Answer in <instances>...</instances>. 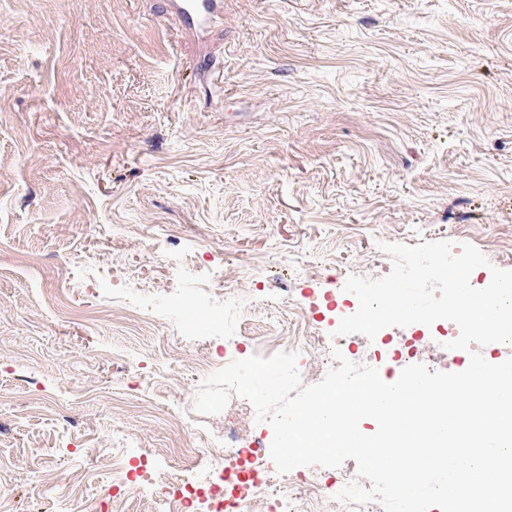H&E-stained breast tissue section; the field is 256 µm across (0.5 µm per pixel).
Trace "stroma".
Listing matches in <instances>:
<instances>
[{"instance_id":"35a3bbf8","label":"stroma","mask_w":512,"mask_h":512,"mask_svg":"<svg viewBox=\"0 0 512 512\" xmlns=\"http://www.w3.org/2000/svg\"><path fill=\"white\" fill-rule=\"evenodd\" d=\"M165 4L0 0V512H87L114 429L205 454L231 413L194 408L177 297L221 362L227 297L257 343L297 302L336 330L383 242L512 270V0H224L219 58Z\"/></svg>"}]
</instances>
